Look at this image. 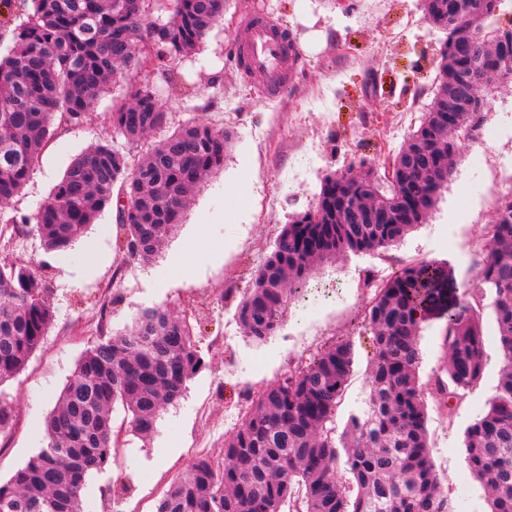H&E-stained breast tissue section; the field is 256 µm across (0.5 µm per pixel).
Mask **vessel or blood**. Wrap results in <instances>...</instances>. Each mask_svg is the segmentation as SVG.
Returning a JSON list of instances; mask_svg holds the SVG:
<instances>
[{
  "mask_svg": "<svg viewBox=\"0 0 512 512\" xmlns=\"http://www.w3.org/2000/svg\"><path fill=\"white\" fill-rule=\"evenodd\" d=\"M247 51L244 62L247 67L267 76L272 90L282 91L277 66L280 58L293 52L294 47L286 35L271 20H253L247 33Z\"/></svg>",
  "mask_w": 512,
  "mask_h": 512,
  "instance_id": "vessel-or-blood-1",
  "label": "vessel or blood"
}]
</instances>
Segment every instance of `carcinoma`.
Returning <instances> with one entry per match:
<instances>
[{
    "mask_svg": "<svg viewBox=\"0 0 512 512\" xmlns=\"http://www.w3.org/2000/svg\"><path fill=\"white\" fill-rule=\"evenodd\" d=\"M227 4L22 0L13 45L0 57V206L22 191L59 129L82 123L118 81L125 95L109 116L113 132L140 141L161 128L167 112L140 74L170 82L167 64L194 55ZM424 18L447 37L435 97L392 155L408 166L407 181H385L363 161L361 175L348 183L323 179L315 209L284 226L238 307L255 344L276 332L317 262L387 251L424 222L462 141L483 124L484 115L466 105L467 90L482 98L491 77L512 78V63L475 41L473 29L493 19L482 0H425ZM227 146L224 130L201 118L148 147L134 167L118 146L96 142L70 164L33 217L44 248L69 253L114 203L129 257L152 260L204 178L224 167ZM490 240L478 292L493 293L503 366L495 395L465 429L463 445L490 512H512V193L498 202ZM364 285L374 289L363 316L374 348L366 407L350 413L337 432L354 361L350 341L338 340L309 366L248 396L240 423L224 439V461L198 459L171 483L155 512H456L431 457L418 336L427 313L448 314V381L436 379L435 401L452 412L484 374L480 322L458 302V284L445 264H412ZM48 292L47 281L27 267L0 262V383L26 366L54 320ZM193 336L171 312L148 308L126 333L88 346L45 418L46 445L0 483V512H83L86 473L103 470L112 456L115 405L123 406L132 432L151 435L161 411L181 399L203 366Z\"/></svg>",
    "mask_w": 512,
    "mask_h": 512,
    "instance_id": "obj_1",
    "label": "carcinoma"
}]
</instances>
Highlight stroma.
I'll use <instances>...</instances> for the list:
<instances>
[{
	"label": "stroma",
	"instance_id": "obj_1",
	"mask_svg": "<svg viewBox=\"0 0 512 512\" xmlns=\"http://www.w3.org/2000/svg\"><path fill=\"white\" fill-rule=\"evenodd\" d=\"M255 18L289 33L301 56L283 94L237 61L234 34ZM445 35L422 18L420 0H231L199 54L174 61V86L150 85L169 116L150 134L203 118L231 136L223 169L191 198L182 224L150 263L128 258L116 212L105 208L68 256L47 252L28 223L70 163L111 131L108 116L121 88L102 93L82 126L61 131L45 148L22 194L0 207L12 239L8 260L50 281L56 317L25 368L0 384L15 409L0 432V482L45 443L43 422L83 350L100 336L128 330L146 308L188 317L204 367L183 397L165 408L146 439L130 432L122 406L112 413L119 436L104 470L90 475L84 512H153L155 502L201 457H224V436L240 418L248 392L306 367L325 345L345 338L354 364L337 423L362 408L374 355L363 322L365 277L390 278L405 265L447 263L457 284L474 288L488 253L499 199L512 192V81L497 84L484 109L496 138L462 142L447 188L425 222L387 252L349 253L317 265L302 298L292 300L263 344L244 333L237 307L271 252L282 226L313 209L323 178L359 162L380 165L399 150L431 103ZM148 142L116 146L137 164ZM481 321L485 370L455 411H428L432 457L458 512H488V497L465 462L463 432L487 407L502 369L491 296L465 297ZM444 320L431 315L419 336L418 377L443 372Z\"/></svg>",
	"mask_w": 512,
	"mask_h": 512
}]
</instances>
